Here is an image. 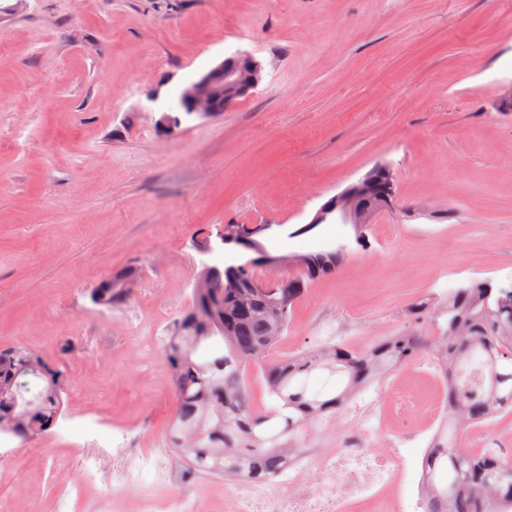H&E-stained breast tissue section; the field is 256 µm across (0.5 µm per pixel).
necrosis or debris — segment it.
<instances>
[{"instance_id": "necrosis-or-debris-1", "label": "necrosis or debris", "mask_w": 512, "mask_h": 512, "mask_svg": "<svg viewBox=\"0 0 512 512\" xmlns=\"http://www.w3.org/2000/svg\"><path fill=\"white\" fill-rule=\"evenodd\" d=\"M440 372L439 362L426 357L424 381L413 390L394 391L384 402L357 399L349 403V415L365 423L375 422L391 432L388 448L373 447L366 427L352 431L345 436L341 448L320 453L315 460L304 455L290 457L285 467V490L274 493L268 483H252L249 492L225 495L224 512H397L395 487L418 480L417 473L403 467L401 450L406 443L425 439L427 432H397L393 426L401 419L425 421L427 413L440 406L442 396L430 384ZM104 459L111 463L106 471L100 465ZM78 464L89 481L103 477L121 491L137 486L146 470L163 484L179 483L183 475L167 449L143 453L131 448L125 438L113 445L97 444L94 452L79 458Z\"/></svg>"}]
</instances>
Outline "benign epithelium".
Masks as SVG:
<instances>
[{"instance_id": "benign-epithelium-1", "label": "benign epithelium", "mask_w": 512, "mask_h": 512, "mask_svg": "<svg viewBox=\"0 0 512 512\" xmlns=\"http://www.w3.org/2000/svg\"><path fill=\"white\" fill-rule=\"evenodd\" d=\"M260 82V62L247 51L237 52L221 60L197 80L185 86L183 109L177 114L167 110L161 111L156 120V128L163 136H173L181 127L183 117L218 114L248 95ZM382 168V164L375 165L364 176L324 202L304 229L311 231L319 224H327L336 219L350 224L370 223L371 215L357 211L355 200L369 188L373 173ZM221 284L219 269L208 265L197 279L196 287L218 288Z\"/></svg>"}]
</instances>
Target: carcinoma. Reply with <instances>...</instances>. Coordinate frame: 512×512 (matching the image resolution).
I'll return each instance as SVG.
<instances>
[{
	"mask_svg": "<svg viewBox=\"0 0 512 512\" xmlns=\"http://www.w3.org/2000/svg\"><path fill=\"white\" fill-rule=\"evenodd\" d=\"M386 175L362 199L381 207L390 188ZM260 225L226 224L231 245L261 236ZM347 249L331 252V268H315L309 254L295 275L256 291L255 262L235 265V280L222 288H196L192 306L169 333L175 415L168 432L176 459L196 473L260 480L279 475L284 460L310 447L317 427L338 419L348 402L429 350L445 365L448 405L423 464L428 512H512V456L462 447L460 436L497 412H512V288L487 280L448 289L444 301L410 304L416 321L445 320L434 340L420 332L387 336L370 349L327 341L281 360L268 357L288 327L294 302L316 281L335 272ZM137 275L130 267L91 289L94 304L110 310L129 294L115 280ZM267 389L256 404L250 373ZM68 383L64 365L23 345L0 349V434L30 438L50 430L63 414ZM34 408L24 406L27 398Z\"/></svg>",
	"mask_w": 512,
	"mask_h": 512,
	"instance_id": "obj_1",
	"label": "carcinoma"
}]
</instances>
